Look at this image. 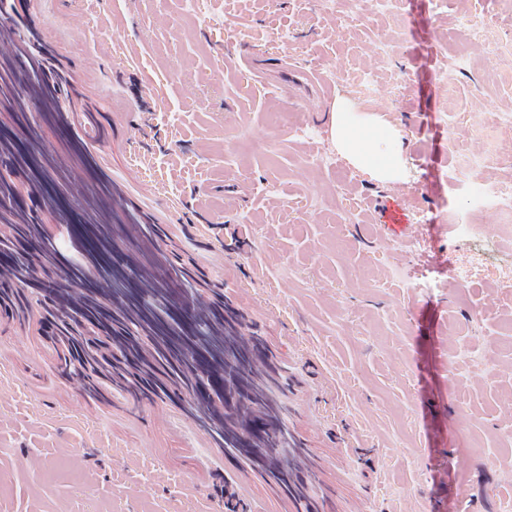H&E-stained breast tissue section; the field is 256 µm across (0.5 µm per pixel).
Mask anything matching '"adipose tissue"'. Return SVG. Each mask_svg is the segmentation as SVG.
Instances as JSON below:
<instances>
[{
    "label": "adipose tissue",
    "instance_id": "obj_1",
    "mask_svg": "<svg viewBox=\"0 0 512 512\" xmlns=\"http://www.w3.org/2000/svg\"><path fill=\"white\" fill-rule=\"evenodd\" d=\"M330 131L337 152L354 167L383 182H404L409 177L401 149L400 129L376 114L355 116L342 101L330 113Z\"/></svg>",
    "mask_w": 512,
    "mask_h": 512
}]
</instances>
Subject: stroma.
I'll return each instance as SVG.
<instances>
[{"label": "stroma", "mask_w": 512, "mask_h": 512, "mask_svg": "<svg viewBox=\"0 0 512 512\" xmlns=\"http://www.w3.org/2000/svg\"><path fill=\"white\" fill-rule=\"evenodd\" d=\"M35 23L113 205L219 284L288 385L321 512H512V237L455 192L512 186V5L481 0H15ZM83 16L85 29L73 28ZM398 125L411 177L334 161L336 99ZM302 122L297 134L292 122ZM484 156L471 167L472 156ZM397 197L401 236L367 203ZM426 240V251L414 245ZM296 512L178 404L108 403L54 369L37 317L0 318V512Z\"/></svg>", "instance_id": "obj_1"}]
</instances>
